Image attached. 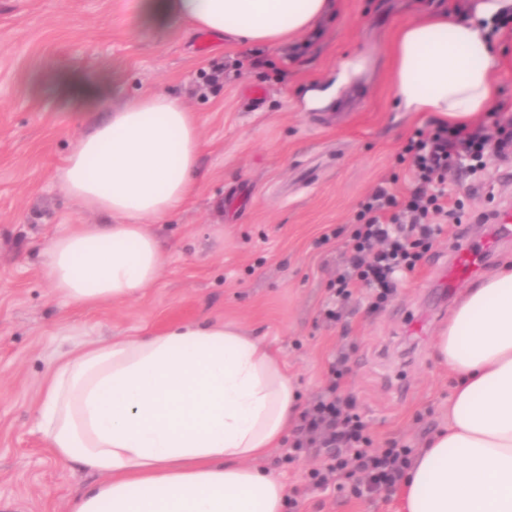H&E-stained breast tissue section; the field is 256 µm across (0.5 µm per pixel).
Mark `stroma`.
<instances>
[{"label":"stroma","mask_w":512,"mask_h":512,"mask_svg":"<svg viewBox=\"0 0 512 512\" xmlns=\"http://www.w3.org/2000/svg\"><path fill=\"white\" fill-rule=\"evenodd\" d=\"M478 0H333L320 26L274 51L145 27L140 0H0V512H68L94 482L56 457L37 426L43 390L62 353L86 342L139 336L204 320L236 325L276 352L308 404L344 355L342 395L375 448L391 441L420 451L448 418V371L433 356L438 331L474 280L512 258V241L474 279L446 287L441 274L458 234L490 238L483 214L512 205V156L449 174L460 223L435 225L414 272L372 310L373 288L349 300L329 289L360 202L380 182L413 181L399 154L434 112L394 103L388 46L402 25ZM500 61L492 73L512 119V17L496 21ZM361 71L345 85L344 62ZM132 97L178 96L196 117L202 148L197 192L166 222L148 224L165 261L138 297L95 306L69 303L43 267L50 242L107 218L65 195L64 160L85 131L69 78ZM332 89L319 108H300L310 86ZM425 323L424 334L411 322ZM326 453L289 458L273 449L259 467L282 481L288 512H399L397 493L358 497L314 488Z\"/></svg>","instance_id":"obj_1"}]
</instances>
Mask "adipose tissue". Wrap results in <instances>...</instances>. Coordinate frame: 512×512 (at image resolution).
<instances>
[{"instance_id":"obj_1","label":"adipose tissue","mask_w":512,"mask_h":512,"mask_svg":"<svg viewBox=\"0 0 512 512\" xmlns=\"http://www.w3.org/2000/svg\"><path fill=\"white\" fill-rule=\"evenodd\" d=\"M330 0H141L150 26L181 24L268 50L312 29ZM432 16L390 44L404 112L460 126L488 111L497 55L483 18ZM200 128L174 95L145 92L91 122L69 152L62 191L108 216L51 241L44 272L68 301L141 294L164 253L144 224L198 188ZM434 353L454 380L448 422L402 480V512H512V262L467 289ZM38 425L62 459L99 476L72 512H284L286 486L255 467L298 415L293 380L269 348L221 322L89 343L45 385Z\"/></svg>"}]
</instances>
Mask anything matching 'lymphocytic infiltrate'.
I'll return each mask as SVG.
<instances>
[{"instance_id":"obj_1","label":"lymphocytic infiltrate","mask_w":512,"mask_h":512,"mask_svg":"<svg viewBox=\"0 0 512 512\" xmlns=\"http://www.w3.org/2000/svg\"><path fill=\"white\" fill-rule=\"evenodd\" d=\"M491 151L501 156L512 152V129L500 124L495 136L482 137L464 126H437L410 137L403 152L415 184L405 189L378 185L362 203L351 255L336 272L338 295L350 297L354 286L364 282L376 287V304L385 303L394 290V272L415 270L418 246L430 235L433 220L456 213L457 198L452 190L434 186V176L451 170L460 155L480 161ZM337 389V382H330L303 411L291 453L331 449L329 463L312 474L316 487L342 485L356 469L368 489L392 490L411 464V448L396 443L382 450L370 447L363 425L349 414L350 403L338 397Z\"/></svg>"}]
</instances>
